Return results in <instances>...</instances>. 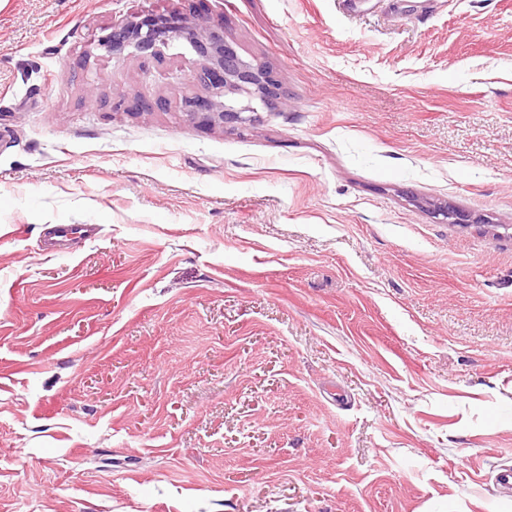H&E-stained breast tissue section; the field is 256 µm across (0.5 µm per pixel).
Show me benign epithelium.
Returning a JSON list of instances; mask_svg holds the SVG:
<instances>
[{
  "label": "benign epithelium",
  "instance_id": "7a95c632",
  "mask_svg": "<svg viewBox=\"0 0 512 512\" xmlns=\"http://www.w3.org/2000/svg\"><path fill=\"white\" fill-rule=\"evenodd\" d=\"M173 42L188 44L197 54L199 70L192 77L202 95L185 100L184 111L213 125L231 121L253 123L261 109H272L281 100V82L273 68L244 60L224 37L221 26H202L180 13L134 14L97 39V46L117 59L159 61ZM245 94L241 104L233 95Z\"/></svg>",
  "mask_w": 512,
  "mask_h": 512
}]
</instances>
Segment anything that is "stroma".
<instances>
[{
	"mask_svg": "<svg viewBox=\"0 0 512 512\" xmlns=\"http://www.w3.org/2000/svg\"><path fill=\"white\" fill-rule=\"evenodd\" d=\"M140 10L287 106L188 120L193 51L95 45ZM506 466L512 0H0V512H512Z\"/></svg>",
	"mask_w": 512,
	"mask_h": 512,
	"instance_id": "35a3bbf8",
	"label": "stroma"
}]
</instances>
